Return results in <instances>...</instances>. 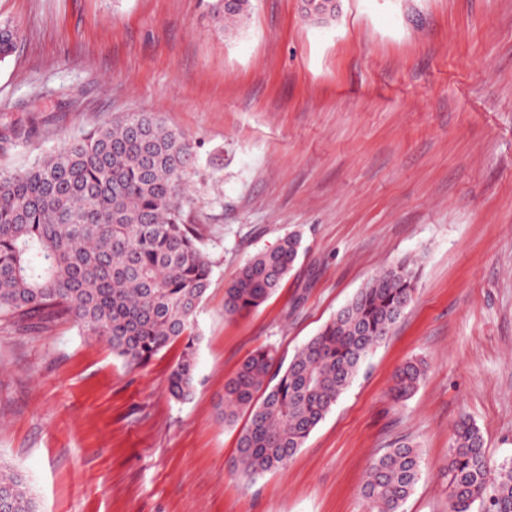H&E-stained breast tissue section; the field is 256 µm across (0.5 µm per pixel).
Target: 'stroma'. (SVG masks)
<instances>
[{
	"instance_id": "35a3bbf8",
	"label": "stroma",
	"mask_w": 512,
	"mask_h": 512,
	"mask_svg": "<svg viewBox=\"0 0 512 512\" xmlns=\"http://www.w3.org/2000/svg\"><path fill=\"white\" fill-rule=\"evenodd\" d=\"M0 0L21 38L0 62V166L151 112L193 145L188 221L211 262L184 404L166 393L180 345L130 367L70 320L0 318V466L39 512H363L390 444L420 448L405 512H448L454 423L512 458V0ZM304 251L251 314L224 288L289 231ZM417 261L413 302L287 467L244 482L224 382L262 345L282 359L367 281ZM423 359L394 406L396 369ZM250 2V0H214L213 18L224 28V31L237 30L248 19ZM426 376V366L422 359L411 358L402 364L393 375L389 395L395 404L401 405L418 390Z\"/></svg>"
}]
</instances>
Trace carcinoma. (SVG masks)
<instances>
[{
	"instance_id": "cac0c4a2",
	"label": "carcinoma",
	"mask_w": 512,
	"mask_h": 512,
	"mask_svg": "<svg viewBox=\"0 0 512 512\" xmlns=\"http://www.w3.org/2000/svg\"><path fill=\"white\" fill-rule=\"evenodd\" d=\"M314 20L336 17L333 0H303ZM250 0H213L226 31L248 19ZM19 39L0 25V61ZM193 146L147 112H127L65 140L21 171L0 169V317L47 324L72 319L106 342L131 367L180 343L167 379L170 400L191 399L196 374L194 318L211 265L186 223ZM302 235L292 231L251 256L224 288V316L263 306L294 269ZM417 275L398 262L372 277L284 362L271 347L250 353L224 382L220 414L248 422L237 440L236 471L246 479L284 469L370 353L413 299ZM426 376L411 358L389 389L398 405ZM448 512H512V459L493 460L468 416L454 424L448 447ZM419 448L398 443L370 464L361 495L365 512H403L422 477ZM0 512H38L21 477L0 467Z\"/></svg>"
}]
</instances>
